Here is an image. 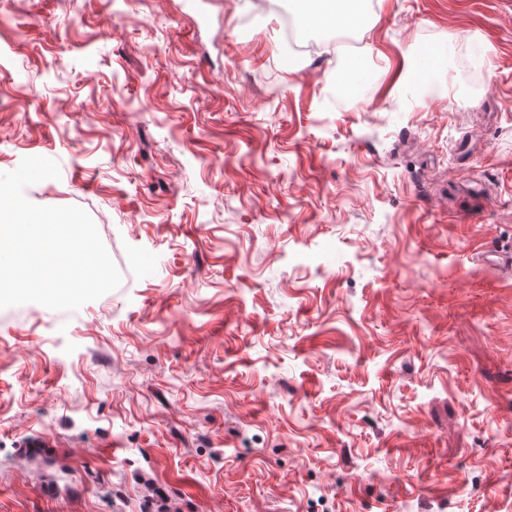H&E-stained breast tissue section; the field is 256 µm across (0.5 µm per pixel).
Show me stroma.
Returning <instances> with one entry per match:
<instances>
[{
  "mask_svg": "<svg viewBox=\"0 0 512 512\" xmlns=\"http://www.w3.org/2000/svg\"><path fill=\"white\" fill-rule=\"evenodd\" d=\"M0 0V172L123 280L0 309V512H512V0ZM451 47L433 91L405 63ZM359 60L363 95L329 83ZM312 9L299 13L302 27L350 29L361 23L368 12L369 0H312Z\"/></svg>",
  "mask_w": 512,
  "mask_h": 512,
  "instance_id": "stroma-1",
  "label": "stroma"
}]
</instances>
